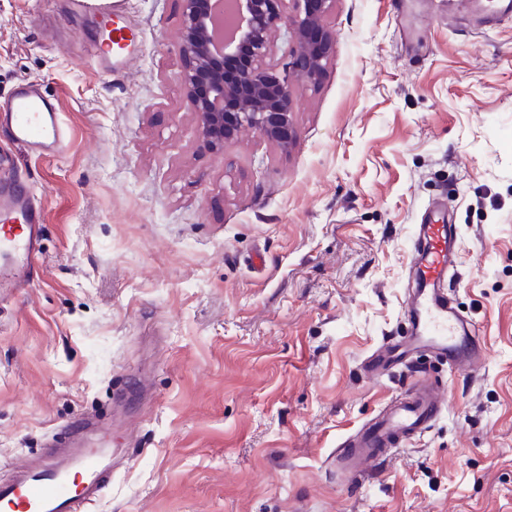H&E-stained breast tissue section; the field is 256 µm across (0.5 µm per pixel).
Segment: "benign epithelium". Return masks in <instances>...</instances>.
Here are the masks:
<instances>
[{
    "mask_svg": "<svg viewBox=\"0 0 512 512\" xmlns=\"http://www.w3.org/2000/svg\"><path fill=\"white\" fill-rule=\"evenodd\" d=\"M182 30L178 52L183 69L178 81L198 120L203 142L213 150L250 130L289 148L296 137V79L316 86L324 78L333 36L322 19L334 0H295L296 13H281L282 0H232L237 24L232 34L216 42L212 34L211 0H181ZM284 25L292 43L290 57L279 73L265 66L272 34ZM234 58L238 69L227 72L224 60Z\"/></svg>",
    "mask_w": 512,
    "mask_h": 512,
    "instance_id": "7a95c632",
    "label": "benign epithelium"
}]
</instances>
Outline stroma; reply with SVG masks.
<instances>
[{
	"instance_id": "stroma-1",
	"label": "stroma",
	"mask_w": 512,
	"mask_h": 512,
	"mask_svg": "<svg viewBox=\"0 0 512 512\" xmlns=\"http://www.w3.org/2000/svg\"><path fill=\"white\" fill-rule=\"evenodd\" d=\"M479 14L335 0L294 145L212 151L177 80L181 0H135L111 76L68 0H0V98L41 82L66 132L35 157L0 128V179L44 215L33 283L0 304V480L93 413L118 463L91 512H512V21ZM435 203L485 359L437 365L434 426L348 480L333 452L410 381L361 362L403 329Z\"/></svg>"
}]
</instances>
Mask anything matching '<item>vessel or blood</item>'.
I'll return each mask as SVG.
<instances>
[{
  "label": "vessel or blood",
  "mask_w": 512,
  "mask_h": 512,
  "mask_svg": "<svg viewBox=\"0 0 512 512\" xmlns=\"http://www.w3.org/2000/svg\"><path fill=\"white\" fill-rule=\"evenodd\" d=\"M70 9L108 29L107 39L90 42L89 53L103 73L115 72L136 34L125 17V0H70ZM1 124L29 154L48 156L64 149L58 106L36 82L24 79L15 85L0 103ZM42 223L43 212L25 184H0V298L27 281L39 259ZM460 240L458 226L445 218L417 227L414 286L404 300L408 327L403 335L383 341L365 362L371 376L405 367L412 379L388 408L337 449L338 464L352 476L364 475L374 463L410 445L442 414L444 393L422 368L424 357L460 370L483 359L476 326L458 315L448 297V279L460 265ZM111 478V449L81 446L66 460L48 457L0 481V512H90Z\"/></svg>",
  "instance_id": "1"
}]
</instances>
